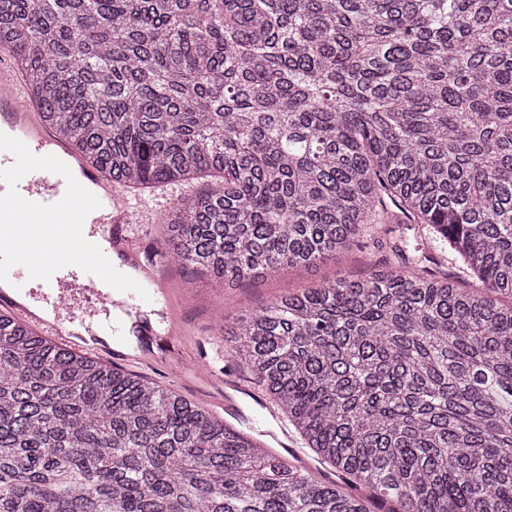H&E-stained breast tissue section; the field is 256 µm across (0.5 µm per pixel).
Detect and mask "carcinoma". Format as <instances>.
Here are the masks:
<instances>
[{
  "label": "carcinoma",
  "mask_w": 512,
  "mask_h": 512,
  "mask_svg": "<svg viewBox=\"0 0 512 512\" xmlns=\"http://www.w3.org/2000/svg\"><path fill=\"white\" fill-rule=\"evenodd\" d=\"M2 49L113 181L220 182L167 209L180 265L237 284L364 235L399 262L224 349L367 495L0 314V512H512V0H0Z\"/></svg>",
  "instance_id": "carcinoma-1"
}]
</instances>
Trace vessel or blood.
Wrapping results in <instances>:
<instances>
[{
  "label": "vessel or blood",
  "instance_id": "obj_1",
  "mask_svg": "<svg viewBox=\"0 0 512 512\" xmlns=\"http://www.w3.org/2000/svg\"><path fill=\"white\" fill-rule=\"evenodd\" d=\"M11 59L9 52L0 53V128L24 142L33 154L64 160L76 180L98 198V222L86 232V239L101 247L113 266L138 282L148 296L143 299L128 291L122 299H115L113 294L98 289L97 276L76 266L64 267L50 280L36 282L29 278L25 267L17 265L9 272V289H0V307L10 311L17 321L66 346L104 354L112 351L110 339L134 329L146 338L139 360L155 359V344L173 333L170 298L161 286L163 269L146 258L139 237L129 230L137 218L125 201L124 189L88 161L68 156L64 142L40 127ZM66 188L61 175L45 170L30 172L17 184L24 199L42 204L58 202ZM35 287L42 290L37 303L30 299Z\"/></svg>",
  "mask_w": 512,
  "mask_h": 512
}]
</instances>
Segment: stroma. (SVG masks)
I'll return each mask as SVG.
<instances>
[{
	"instance_id": "obj_1",
	"label": "stroma",
	"mask_w": 512,
	"mask_h": 512,
	"mask_svg": "<svg viewBox=\"0 0 512 512\" xmlns=\"http://www.w3.org/2000/svg\"><path fill=\"white\" fill-rule=\"evenodd\" d=\"M176 194L174 188L157 187L127 195L128 202L138 212L154 218L153 223L143 229L142 241L148 251L161 247L160 223ZM372 261L393 264L397 258L387 246L370 241L313 266L287 268L234 286L172 265L167 272L165 287L179 332L164 345L161 359L147 368V379L178 393L251 437L263 439L265 431L277 429L278 424L267 418L261 408L260 403L266 395L258 390L251 372L244 366L225 362V326L246 312L298 288L364 275ZM229 372L255 390L254 395L237 396L236 409L230 414L211 402L218 392L217 385L211 382L212 377H222Z\"/></svg>"
}]
</instances>
